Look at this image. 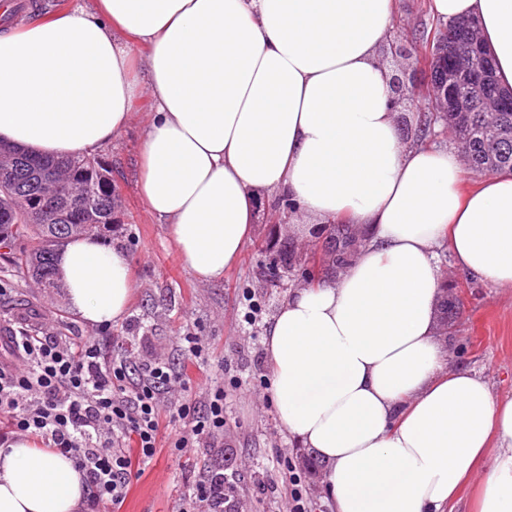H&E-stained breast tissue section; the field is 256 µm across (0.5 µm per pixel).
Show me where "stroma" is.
Returning a JSON list of instances; mask_svg holds the SVG:
<instances>
[{
    "label": "stroma",
    "instance_id": "35a3bbf8",
    "mask_svg": "<svg viewBox=\"0 0 512 512\" xmlns=\"http://www.w3.org/2000/svg\"><path fill=\"white\" fill-rule=\"evenodd\" d=\"M429 3L400 0L390 34L391 40L411 46L405 66L421 85L429 77L427 54L415 46L414 35L433 17ZM147 110V101H140L121 136L98 148L112 164L118 193V222L104 240L125 249L133 261L136 287L123 318L106 327L88 325L70 309L64 291L46 292L30 275L0 258V326L30 336L51 327L79 343L93 339L110 356L132 352L142 361L160 357L176 372L186 368L175 346L177 337L201 336L208 355L186 369L193 387L224 382V446L175 454L171 444L182 424L169 422L160 450L133 481L117 512H176L203 469L226 462L235 473L237 497L246 512H277L283 488L276 458L291 454L299 442L282 429L270 398L266 333L302 277L285 270L273 277L269 270L283 245L308 254L319 251L318 227L300 223L294 214L280 222L271 220V213L284 209L287 199L279 192L263 195L253 231L223 279H197L181 262L167 225L147 213L139 195L137 168ZM437 262L450 281L465 289L456 324L459 337L445 347L449 367L474 371L494 397H512V290L458 271L447 246L438 248Z\"/></svg>",
    "mask_w": 512,
    "mask_h": 512
}]
</instances>
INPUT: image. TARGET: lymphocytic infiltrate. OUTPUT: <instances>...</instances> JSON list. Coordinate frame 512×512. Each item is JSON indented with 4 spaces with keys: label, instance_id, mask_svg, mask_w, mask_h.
Masks as SVG:
<instances>
[{
    "label": "lymphocytic infiltrate",
    "instance_id": "1",
    "mask_svg": "<svg viewBox=\"0 0 512 512\" xmlns=\"http://www.w3.org/2000/svg\"><path fill=\"white\" fill-rule=\"evenodd\" d=\"M190 381L162 361L132 366L94 343L46 330L0 346V447L32 437L72 454L90 512L121 504L134 466H149L167 417L183 430L176 450L215 447L224 437V386L189 396ZM178 512H224V470H207Z\"/></svg>",
    "mask_w": 512,
    "mask_h": 512
}]
</instances>
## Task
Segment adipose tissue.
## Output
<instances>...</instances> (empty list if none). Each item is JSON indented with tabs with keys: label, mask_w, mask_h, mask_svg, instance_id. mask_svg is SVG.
Wrapping results in <instances>:
<instances>
[{
	"label": "adipose tissue",
	"mask_w": 512,
	"mask_h": 512,
	"mask_svg": "<svg viewBox=\"0 0 512 512\" xmlns=\"http://www.w3.org/2000/svg\"><path fill=\"white\" fill-rule=\"evenodd\" d=\"M431 9L475 20L512 87V0ZM395 16V0H93L0 33V140L81 154L149 96L138 190L203 282L239 257L265 192L363 228L340 279L292 291L267 330L280 424L323 462L336 512H446L474 480L475 512H512V398L447 369L436 318L440 244L512 290V175L466 193L457 153L403 141L380 60ZM58 268L85 323L123 317V249L75 237ZM85 492L73 457L0 448V512H79Z\"/></svg>",
	"instance_id": "1"
}]
</instances>
